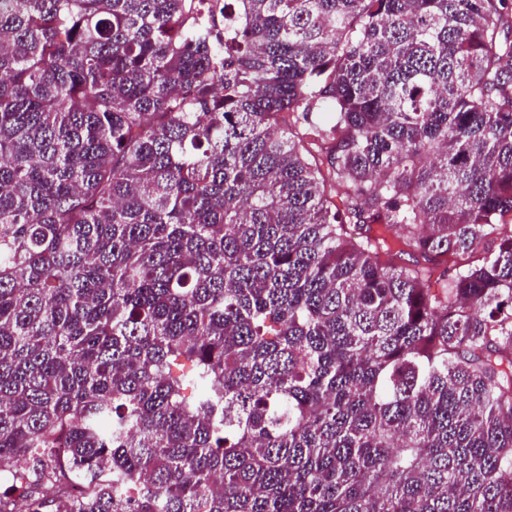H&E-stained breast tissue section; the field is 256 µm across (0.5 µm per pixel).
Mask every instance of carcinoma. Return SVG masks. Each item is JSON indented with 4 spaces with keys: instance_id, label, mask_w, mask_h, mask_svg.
Wrapping results in <instances>:
<instances>
[{
    "instance_id": "1",
    "label": "carcinoma",
    "mask_w": 512,
    "mask_h": 512,
    "mask_svg": "<svg viewBox=\"0 0 512 512\" xmlns=\"http://www.w3.org/2000/svg\"><path fill=\"white\" fill-rule=\"evenodd\" d=\"M510 33L0 0V512H512Z\"/></svg>"
}]
</instances>
